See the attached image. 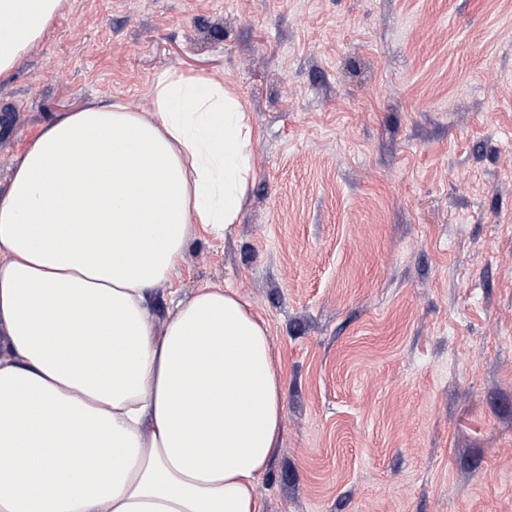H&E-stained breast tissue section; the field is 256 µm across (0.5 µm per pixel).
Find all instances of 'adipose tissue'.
<instances>
[{
    "label": "adipose tissue",
    "mask_w": 512,
    "mask_h": 512,
    "mask_svg": "<svg viewBox=\"0 0 512 512\" xmlns=\"http://www.w3.org/2000/svg\"><path fill=\"white\" fill-rule=\"evenodd\" d=\"M62 0H0V77ZM153 109L46 123L0 194V512H261L280 371L265 323L201 286L163 329L156 286L231 234L255 130L234 89L176 70Z\"/></svg>",
    "instance_id": "obj_1"
}]
</instances>
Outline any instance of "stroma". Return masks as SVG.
Masks as SVG:
<instances>
[{"label": "stroma", "mask_w": 512, "mask_h": 512, "mask_svg": "<svg viewBox=\"0 0 512 512\" xmlns=\"http://www.w3.org/2000/svg\"><path fill=\"white\" fill-rule=\"evenodd\" d=\"M222 78L259 132L235 290L283 372L262 512H512V0H63L0 82V187L92 100Z\"/></svg>", "instance_id": "obj_1"}]
</instances>
